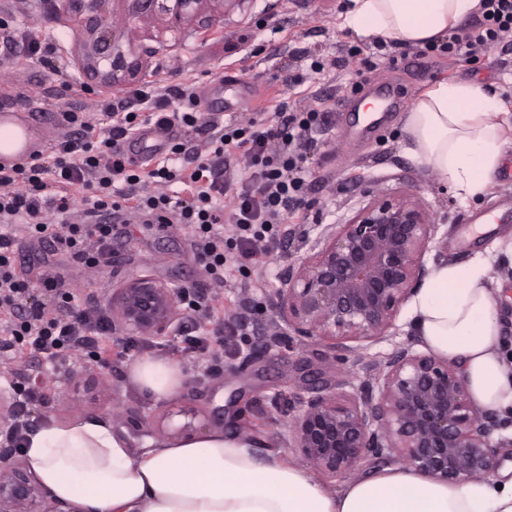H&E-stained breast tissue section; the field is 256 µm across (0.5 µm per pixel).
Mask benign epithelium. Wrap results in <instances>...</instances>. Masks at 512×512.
I'll list each match as a JSON object with an SVG mask.
<instances>
[{"label":"benign epithelium","mask_w":512,"mask_h":512,"mask_svg":"<svg viewBox=\"0 0 512 512\" xmlns=\"http://www.w3.org/2000/svg\"><path fill=\"white\" fill-rule=\"evenodd\" d=\"M75 39L69 50L91 92L117 90L145 76L151 51L138 31L209 30L236 0H128L124 22L112 19L111 0H69ZM438 227L420 203L403 195L376 200L343 224H327L295 264L281 275L272 321L279 340L318 339L332 351L353 352V342L396 334V319L428 274L424 255ZM112 334L168 341L183 316L180 290L150 276L112 287L106 299ZM351 393L321 373L303 378L302 395L281 440L320 476L342 480L367 458L398 461L437 480L461 483L493 471L492 438L506 423L482 412L453 363L413 343L396 346ZM13 394L0 390V435L18 424ZM40 486L0 448V512H42Z\"/></svg>","instance_id":"1"}]
</instances>
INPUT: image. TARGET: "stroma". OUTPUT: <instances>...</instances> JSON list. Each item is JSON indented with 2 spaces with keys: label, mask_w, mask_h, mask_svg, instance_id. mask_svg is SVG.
I'll return each mask as SVG.
<instances>
[{
  "label": "stroma",
  "mask_w": 512,
  "mask_h": 512,
  "mask_svg": "<svg viewBox=\"0 0 512 512\" xmlns=\"http://www.w3.org/2000/svg\"><path fill=\"white\" fill-rule=\"evenodd\" d=\"M347 0H239L219 22V35L200 40L191 32L167 34L149 60L150 73H161L167 84L193 79L198 86L223 90L235 78L234 119L248 118L271 92H279L289 107L319 108L324 121L318 145L308 157L310 216L317 224L345 223L357 210L382 195H408L418 200L429 222L437 224L438 239L425 254L427 267L442 263L465 265L481 262L491 279L504 351L512 355V208L504 195L512 194L501 174H494L483 197H456L423 161L408 151L407 116L435 83L474 81L488 92L512 102V36L495 47L476 50L467 57H449L430 44L389 43L377 49L373 40L358 36L344 25ZM0 0V19L24 28L39 27L54 37L60 49L43 63L29 62L22 50L0 52V99L24 106H44L45 120L61 121L67 104H81L96 112L98 98L86 93L84 78L64 47L73 37L65 0H28L24 11ZM322 61V72L309 68ZM377 81L394 82L407 92L396 112L375 122L370 136H362L364 120L356 110L341 105L354 83H361L359 101L373 96ZM483 214L496 217L499 230L480 241L462 244L460 230ZM286 236L263 268L252 270V285L241 288V275H233L222 292L224 312L252 309L254 333L231 336L219 356H190L178 340L167 342L162 356L179 362L186 381L179 395L163 404L153 403L127 380L125 364L95 367L86 353L70 352L54 364L38 360L18 365L14 354L0 346V388H11L16 371L38 376L43 400L30 404L29 422H67L73 418L104 417L114 428L126 431L133 447L150 448L163 440L183 437L184 405L197 408L195 433L220 428L225 434L251 443L259 453L275 452L284 459L293 454L286 446H273L285 433L290 404L300 391L308 369L324 372L326 379L357 389L365 377V364L382 359L394 346L417 342L416 327L408 309H401L395 336L377 344H360L357 352L333 363L323 344L309 342L303 350H288L270 339L268 319L277 300L282 271L298 261L308 246L303 227L288 216ZM447 247H439V239ZM17 264L22 275L36 280L50 267L68 274L71 289L82 286L83 270L47 243L18 239ZM150 276L182 288L205 287L206 282L187 230L179 226L130 222L117 225L112 237V264L96 272L95 297L104 301L115 281Z\"/></svg>",
  "instance_id": "35a3bbf8"
}]
</instances>
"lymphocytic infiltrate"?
Segmentation results:
<instances>
[{
  "instance_id": "obj_1",
  "label": "lymphocytic infiltrate",
  "mask_w": 512,
  "mask_h": 512,
  "mask_svg": "<svg viewBox=\"0 0 512 512\" xmlns=\"http://www.w3.org/2000/svg\"><path fill=\"white\" fill-rule=\"evenodd\" d=\"M480 12V27L449 36V56L493 48L512 31V0H480ZM0 45L24 47L32 62L56 52L39 29L20 33L6 24L0 26ZM201 104L200 93L187 83L161 89L151 82L125 101L107 93L99 114L67 107L62 117L71 133L50 156L0 168V340L19 358L52 363L82 349L104 365L121 362L138 345L111 344L109 315L93 292L70 291L64 273L44 270L33 284L22 278L15 258L18 232L97 269L112 264L113 222L135 216L149 224H177L190 229L198 262L215 284L227 282L232 268L263 263L278 248L285 218L306 207L307 160L322 112H292L273 98L266 112L241 124L202 112ZM151 121L183 128L188 136L171 143L169 156L144 166L129 160L121 143ZM236 163L245 165L248 177L234 186L224 173ZM175 182L181 191L165 193L164 184ZM77 193L85 203L78 224L71 220ZM181 298L186 315L175 334L183 352L205 355L223 345L225 336L248 334V315L225 320L222 296L186 287Z\"/></svg>"
}]
</instances>
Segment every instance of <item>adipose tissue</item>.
I'll list each match as a JSON object with an SVG mask.
<instances>
[{
    "label": "adipose tissue",
    "instance_id": "obj_1",
    "mask_svg": "<svg viewBox=\"0 0 512 512\" xmlns=\"http://www.w3.org/2000/svg\"><path fill=\"white\" fill-rule=\"evenodd\" d=\"M479 0H349L345 21L366 38L418 44L475 14ZM512 106L470 81H442L409 112V151L465 198L482 195L501 160ZM418 335L458 366L484 411L512 410V361L483 267L432 270L411 310ZM127 380L154 402L185 382L178 362L144 356ZM29 473L58 512H512V476L452 484L410 467H383L332 490L296 463L260 457L245 440L215 429L135 448L110 420H52L31 431Z\"/></svg>",
    "mask_w": 512,
    "mask_h": 512
}]
</instances>
